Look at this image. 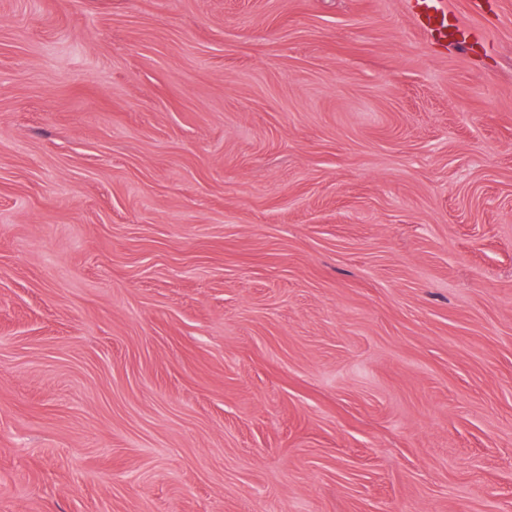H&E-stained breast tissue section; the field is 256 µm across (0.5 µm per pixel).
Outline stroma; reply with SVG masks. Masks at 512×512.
I'll return each instance as SVG.
<instances>
[{"label": "stroma", "instance_id": "obj_1", "mask_svg": "<svg viewBox=\"0 0 512 512\" xmlns=\"http://www.w3.org/2000/svg\"><path fill=\"white\" fill-rule=\"evenodd\" d=\"M0 0V512H512V0ZM408 11L425 37L443 45L448 41L466 44L470 33L456 16L448 12L445 0H407Z\"/></svg>", "mask_w": 512, "mask_h": 512}]
</instances>
